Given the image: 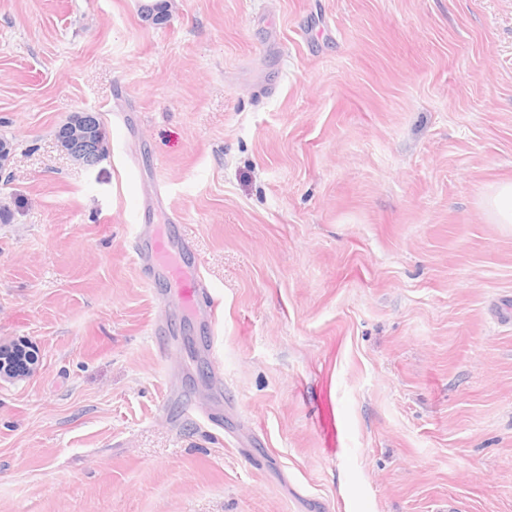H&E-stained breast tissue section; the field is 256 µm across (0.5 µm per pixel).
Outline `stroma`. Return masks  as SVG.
Returning a JSON list of instances; mask_svg holds the SVG:
<instances>
[{"label": "stroma", "mask_w": 512, "mask_h": 512, "mask_svg": "<svg viewBox=\"0 0 512 512\" xmlns=\"http://www.w3.org/2000/svg\"><path fill=\"white\" fill-rule=\"evenodd\" d=\"M142 3L0 0V512H512V0ZM157 186L220 365L131 250ZM73 119L62 124L56 130L57 141L60 142L65 147V149L68 150L69 153H70V150L68 149V144L70 142L71 128H72V133H71L72 139L71 140L74 143H77V144L88 143L93 139V136H94L93 127L90 126L89 124H87L82 119L75 121L71 127V123H72ZM482 207L494 224H512V182H503L490 188Z\"/></svg>", "instance_id": "35a3bbf8"}]
</instances>
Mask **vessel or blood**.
<instances>
[{
	"label": "vessel or blood",
	"instance_id": "b4317fda",
	"mask_svg": "<svg viewBox=\"0 0 512 512\" xmlns=\"http://www.w3.org/2000/svg\"><path fill=\"white\" fill-rule=\"evenodd\" d=\"M133 251L141 263L147 287L165 284L191 309L211 303L213 294L191 259V244L182 235L179 224H165L137 234Z\"/></svg>",
	"mask_w": 512,
	"mask_h": 512
}]
</instances>
